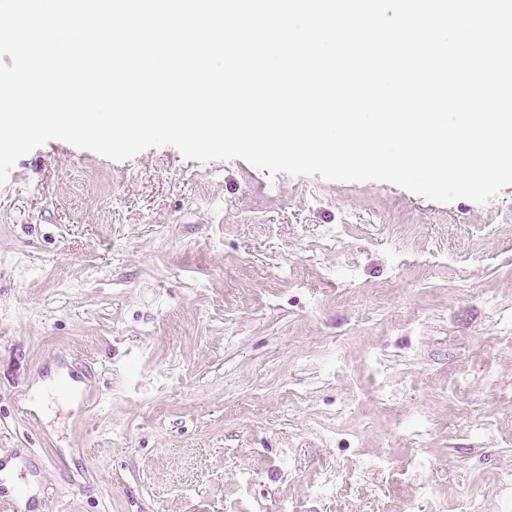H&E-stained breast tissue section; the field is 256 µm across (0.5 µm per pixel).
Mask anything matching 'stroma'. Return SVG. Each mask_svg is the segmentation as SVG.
<instances>
[{
	"mask_svg": "<svg viewBox=\"0 0 512 512\" xmlns=\"http://www.w3.org/2000/svg\"><path fill=\"white\" fill-rule=\"evenodd\" d=\"M389 225L406 251L372 246ZM511 317L512 186L438 203L52 140L0 185V454L64 512H425L423 480L512 512ZM57 368L88 390L39 435L23 392Z\"/></svg>",
	"mask_w": 512,
	"mask_h": 512,
	"instance_id": "stroma-1",
	"label": "stroma"
}]
</instances>
